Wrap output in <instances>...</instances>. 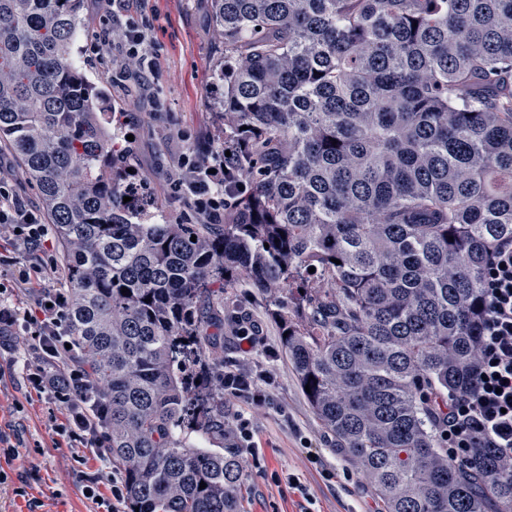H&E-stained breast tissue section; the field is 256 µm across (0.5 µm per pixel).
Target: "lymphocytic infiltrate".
Masks as SVG:
<instances>
[{"label":"lymphocytic infiltrate","instance_id":"1","mask_svg":"<svg viewBox=\"0 0 512 512\" xmlns=\"http://www.w3.org/2000/svg\"><path fill=\"white\" fill-rule=\"evenodd\" d=\"M112 21L118 24L129 56L141 59L137 85L154 83L156 69L144 63L147 33L128 22L129 0H110ZM223 156L203 148L183 158L173 180L175 190L187 191L194 208L209 224L224 221V196L242 189L227 170ZM0 225L18 229L29 249L39 250L47 227L41 216L0 186ZM65 288H46L37 293L31 307L19 312L0 306V327L7 329L0 343L10 344L11 333L24 331L29 344V380L39 392L56 400L66 410L58 431L85 448H105L104 410L93 405L92 384L87 370L69 348L65 328L68 309ZM480 357L472 388L448 396L445 436L448 458L465 459L476 442L494 448L503 466L512 467V240L494 248L480 299ZM271 374L265 369H247L238 362L224 366V397L259 407H275L280 417L288 408L276 402L269 389Z\"/></svg>","mask_w":512,"mask_h":512}]
</instances>
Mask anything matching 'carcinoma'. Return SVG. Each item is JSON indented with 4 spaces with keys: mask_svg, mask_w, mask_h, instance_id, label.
Instances as JSON below:
<instances>
[{
    "mask_svg": "<svg viewBox=\"0 0 512 512\" xmlns=\"http://www.w3.org/2000/svg\"><path fill=\"white\" fill-rule=\"evenodd\" d=\"M81 9L0 0V148L55 226L128 512H239L238 454L188 434L224 437L210 286L242 274L274 294L313 413L385 512H512L493 449L452 462L440 430L512 239V0H212L224 150L247 185L218 227L150 223L108 93L72 53Z\"/></svg>",
    "mask_w": 512,
    "mask_h": 512,
    "instance_id": "carcinoma-1",
    "label": "carcinoma"
}]
</instances>
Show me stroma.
I'll list each match as a JSON object with an SVG mask.
<instances>
[{"mask_svg":"<svg viewBox=\"0 0 512 512\" xmlns=\"http://www.w3.org/2000/svg\"><path fill=\"white\" fill-rule=\"evenodd\" d=\"M128 16L149 27L148 43L158 65L153 85L140 88L131 78L118 81L125 63L122 41L117 36L107 43L98 38L111 24L105 0H84L75 55L89 78L104 81L116 112L114 123L133 136L135 170L150 182L163 219L194 223L198 217L191 202L175 192L169 177L193 145L204 142L216 149L224 142L215 80L224 48L211 0H132ZM48 253L52 264L44 266L29 286L12 287L14 269L34 257L20 250L13 235L0 236L1 303L24 310L35 289L63 286L58 239H50ZM224 301L260 320L266 336L265 344L246 354L232 332H225V358L271 369L274 391L292 414L284 423L273 412L255 413L259 456L240 458L245 474L241 512H300V495L284 481L274 483L275 472L299 476L313 498L312 512H381L375 491L348 459L337 454L333 436L315 417L286 356L278 352L279 326L269 311L270 295L241 279L225 289ZM272 347L277 350L273 356L268 353ZM27 358L21 338L0 349V438L15 448L9 457L0 452V470L9 475L0 484V512H98L97 504L82 492V472L100 473L105 495L122 472L106 449L73 448L56 433L54 426L63 420L64 410L28 384ZM311 453L319 456V463L308 461ZM329 470L335 479L326 478ZM31 472L36 478L26 496L17 495L19 475Z\"/></svg>","mask_w":512,"mask_h":512,"instance_id":"1","label":"stroma"}]
</instances>
